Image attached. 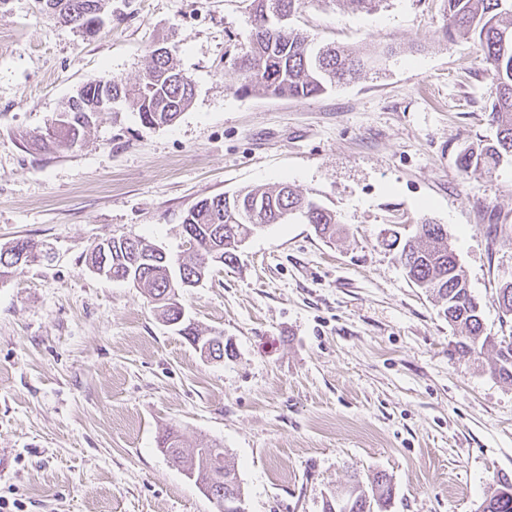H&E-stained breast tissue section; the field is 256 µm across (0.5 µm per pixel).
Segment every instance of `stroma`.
Returning a JSON list of instances; mask_svg holds the SVG:
<instances>
[{"instance_id":"stroma-1","label":"stroma","mask_w":512,"mask_h":512,"mask_svg":"<svg viewBox=\"0 0 512 512\" xmlns=\"http://www.w3.org/2000/svg\"><path fill=\"white\" fill-rule=\"evenodd\" d=\"M250 4L106 0L91 40L37 0L0 5V247L50 254L0 280V512H216L158 448L172 426L223 447L246 512H323L349 475L377 470L395 485L387 512H479L512 479V384L492 352L458 350L381 243L444 225L485 334H512L494 302L512 280V159L489 176L455 163L496 134L473 39L442 41V0H317L289 27L382 55L316 97L245 95L233 59ZM161 41L195 85L175 123L143 126L122 104L76 147L30 145L86 79L135 82ZM281 182L346 232L268 225L183 293L190 320L231 344L223 361L87 263L112 236L180 255L201 199Z\"/></svg>"}]
</instances>
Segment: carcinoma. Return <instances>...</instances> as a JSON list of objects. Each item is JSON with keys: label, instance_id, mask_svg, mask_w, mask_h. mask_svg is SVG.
Returning <instances> with one entry per match:
<instances>
[{"label": "carcinoma", "instance_id": "obj_1", "mask_svg": "<svg viewBox=\"0 0 512 512\" xmlns=\"http://www.w3.org/2000/svg\"><path fill=\"white\" fill-rule=\"evenodd\" d=\"M105 0H44L43 11L63 23L80 26L81 13H69L71 5L97 14L102 13ZM254 35L249 45L236 58L241 77L239 90L262 92L266 95L288 98L318 96L333 85L356 77L374 60L376 52L357 53L344 46L315 49L308 36L290 31L281 19L298 12L306 0H252ZM445 24L441 30L445 40L456 34L471 35L478 46L479 56L491 79L490 121L496 126L495 138L485 143L469 145L456 155L457 168L465 173L492 174L505 156L512 157V0H444ZM103 77L87 79L75 96L85 105L94 103L97 82ZM194 85L189 77L176 68L173 58L150 52L148 68L139 83L129 87L112 80V98L135 110L146 127L170 125L192 102ZM90 128L86 113H72L68 129L62 131L50 124L45 132L34 136L43 145L78 144ZM257 202L256 224H284L293 216L302 217L314 226L317 234L334 238L343 232L336 215L300 194L293 187L281 184L271 188L242 189L226 197L218 195L200 200L183 219L184 232L195 233L197 250L183 257L188 276L205 279L216 262H204L208 252L211 228L223 230V264L237 261L232 243L248 235L252 224L240 222L237 205ZM386 247L395 251V257L407 277L419 288L434 297L440 313L448 325L460 330L458 346L463 352H476L491 345L496 349L494 373L504 381L512 382V336L494 340L482 336L481 311L470 292L467 277L448 241V233L441 224L424 221L416 225L415 235L401 238L392 231L384 240ZM154 245L134 240L128 252H117L108 257L107 266L122 267L129 253L152 258L143 270L137 287L143 289L149 302L169 289L168 263L154 255ZM40 255L34 244L18 239L7 247H0V270L16 273L37 261ZM496 301L502 315L512 319V281L497 288ZM161 451L171 456L189 476L201 478L210 486L215 497L221 498L224 483L236 480L234 469L224 457L220 446L184 450L178 431L169 429L159 442ZM364 487L357 476L342 488L331 493L324 503V512H381L394 494L392 479L376 472ZM479 512H512V481L506 477L490 487Z\"/></svg>", "mask_w": 512, "mask_h": 512}]
</instances>
